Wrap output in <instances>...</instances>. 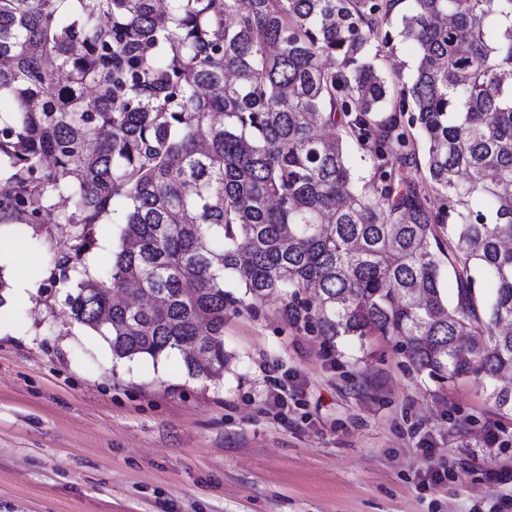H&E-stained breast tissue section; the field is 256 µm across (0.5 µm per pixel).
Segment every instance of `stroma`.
<instances>
[{
	"mask_svg": "<svg viewBox=\"0 0 512 512\" xmlns=\"http://www.w3.org/2000/svg\"><path fill=\"white\" fill-rule=\"evenodd\" d=\"M69 234L1 226L0 274L38 271ZM65 296L41 281L0 305V512H512L491 479L512 467V412L479 380L416 372L397 340L328 347L272 297L225 319L215 384L175 352L113 359Z\"/></svg>",
	"mask_w": 512,
	"mask_h": 512,
	"instance_id": "obj_1",
	"label": "stroma"
}]
</instances>
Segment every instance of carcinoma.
I'll list each match as a JSON object with an SVG mask.
<instances>
[{"label":"carcinoma","instance_id":"carcinoma-1","mask_svg":"<svg viewBox=\"0 0 512 512\" xmlns=\"http://www.w3.org/2000/svg\"><path fill=\"white\" fill-rule=\"evenodd\" d=\"M398 2L0 0V223L68 204L45 280L113 358L177 351L216 381L224 319L277 296L295 325L396 338L512 411V0H409L391 32ZM397 37L417 64L390 84L375 59ZM407 112L431 200L403 174ZM120 222L119 214H114V220L100 224L96 228V237H97V248H95L92 252H90L85 261L92 262L96 266H100L103 263L110 261L112 258V251L117 248L119 233H120V224H115Z\"/></svg>","mask_w":512,"mask_h":512}]
</instances>
